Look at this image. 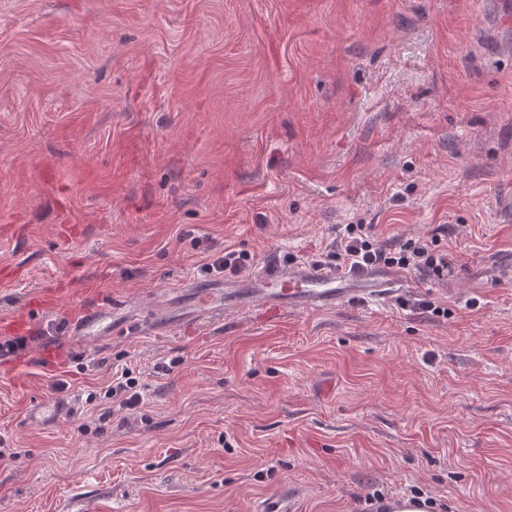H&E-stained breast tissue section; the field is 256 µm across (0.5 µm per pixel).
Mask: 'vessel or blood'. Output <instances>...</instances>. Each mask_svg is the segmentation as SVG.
Listing matches in <instances>:
<instances>
[{
	"instance_id": "b4317fda",
	"label": "vessel or blood",
	"mask_w": 512,
	"mask_h": 512,
	"mask_svg": "<svg viewBox=\"0 0 512 512\" xmlns=\"http://www.w3.org/2000/svg\"><path fill=\"white\" fill-rule=\"evenodd\" d=\"M404 287V277L387 269L352 268L339 272L331 265L301 263L290 269L260 270L224 290L187 283L190 305L184 319L198 325L229 311L255 307L271 316L334 310L349 303L383 301L402 293ZM143 327L141 319L111 306L76 319L73 334L94 343L119 328L139 332ZM78 409L79 403L73 398L43 400L32 405L27 419L50 426L76 414Z\"/></svg>"
}]
</instances>
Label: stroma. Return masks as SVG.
<instances>
[{
    "label": "stroma",
    "instance_id": "obj_1",
    "mask_svg": "<svg viewBox=\"0 0 512 512\" xmlns=\"http://www.w3.org/2000/svg\"><path fill=\"white\" fill-rule=\"evenodd\" d=\"M499 0H0V512H512V24ZM440 234L454 275L185 330L184 280ZM176 305L85 357L71 322ZM429 302L447 316L422 310ZM142 404L88 424L123 370ZM80 412L26 414L60 394ZM22 449L20 459L5 456ZM251 256L242 251H237L235 249H227L224 250V256L220 258L214 259L211 263H204L203 266L207 270L220 272L224 269L232 270L233 272H241L245 270L249 264ZM78 409L79 402L73 398L43 400L32 405L27 419L36 425L50 426L64 417L76 414Z\"/></svg>",
    "mask_w": 512,
    "mask_h": 512
}]
</instances>
